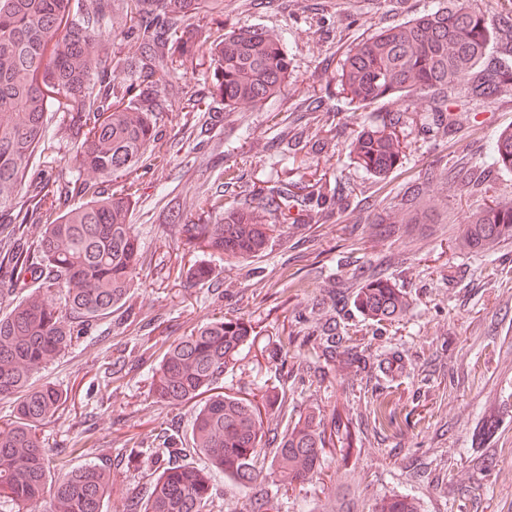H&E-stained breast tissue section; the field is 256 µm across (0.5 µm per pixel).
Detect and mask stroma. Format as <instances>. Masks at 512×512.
<instances>
[{
	"mask_svg": "<svg viewBox=\"0 0 512 512\" xmlns=\"http://www.w3.org/2000/svg\"><path fill=\"white\" fill-rule=\"evenodd\" d=\"M436 0H234L232 20L280 34L293 51V79L284 98L247 107L232 117L216 114L201 131L184 135L167 119L171 146L164 161L148 168L132 222L146 275L134 291L140 323L154 327L156 346L142 350L137 325L120 313L96 322L84 341L48 364L37 382L67 393L71 409L39 432L53 448V464H84L86 449L119 452L131 442L151 443L159 428L186 435L195 403L168 404L143 380L168 341L207 319L241 317L251 327L237 359L224 371V391L262 406L266 427L283 429L312 415L346 428L327 448L319 480L279 493V512H374L383 498L406 495L421 512H512V236L483 250L467 248L469 223L485 204L512 201V171L491 170L477 183L449 177L458 162L483 167L487 145L512 127V89L493 100L459 98L447 138L420 131V115L392 100L359 108L333 95L325 105L336 132L325 153L298 162L299 174L325 172L368 197L370 209L311 214L269 244L261 258L229 262L209 258L214 281L190 276L164 279L176 264L177 227L168 203L182 213L200 204L198 182L218 184L224 169L246 150L255 177L280 167L263 142L271 115L319 94L336 74L340 57L388 22L423 13ZM404 110L399 127L408 149L401 164L373 181L351 164L354 131L386 112ZM79 136L49 133L44 151L29 164L34 180L73 183L84 178L71 158ZM421 183L417 224L398 206L404 189ZM388 214L396 234H380L375 213ZM381 272L406 294L398 322L376 323L355 308L356 277ZM274 288H267V281ZM344 296L342 310L332 300ZM340 315L357 332L368 363L400 356L393 380L370 375L356 363H324L302 339L318 319ZM492 436L474 440L482 426Z\"/></svg>",
	"mask_w": 512,
	"mask_h": 512,
	"instance_id": "obj_1",
	"label": "stroma"
}]
</instances>
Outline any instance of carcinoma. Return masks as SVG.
I'll return each instance as SVG.
<instances>
[{
    "label": "carcinoma",
    "mask_w": 512,
    "mask_h": 512,
    "mask_svg": "<svg viewBox=\"0 0 512 512\" xmlns=\"http://www.w3.org/2000/svg\"><path fill=\"white\" fill-rule=\"evenodd\" d=\"M224 0H0V213L18 204L27 212L0 238V263L13 261L14 287L21 299L0 314V399L13 402L12 418L0 423V504L10 512H103L112 490V470L96 463L55 468L39 426L59 418L68 396L55 385L35 383V375L81 343L92 323L120 309L133 314L132 296L140 280L142 254L131 214L143 183L139 167L166 156L159 137V114L172 111L164 91L169 77L185 68L196 51H208L214 94L224 118L244 104L260 106L283 95L291 76L292 54L282 38L252 26L223 22ZM124 35L136 49L117 51ZM496 51H491V47ZM512 88V0L494 14L475 12L468 0H450L422 15L388 23L350 48L336 76L337 93L360 107L417 98L427 103L422 129L448 136L455 122L452 94L490 101ZM202 98L183 96L177 118L188 132L200 121ZM78 122L82 142L76 167L94 181L77 187L61 181H33L31 157L45 143L52 115ZM302 117L273 116L281 174L257 183L241 160L224 169V193L195 187L204 206L173 216L183 255L197 281L211 270L197 261L206 254L227 260L261 256L271 240L303 224L311 212L358 207L351 187L331 188L322 178L290 174L300 156L320 155L328 138L311 131ZM402 113L387 112L357 131L349 158L382 179L397 165L403 146L396 129ZM492 164L512 170V129L497 133L488 147ZM121 179L117 191L104 183ZM79 191L89 200L65 207ZM61 211L38 230L39 260L21 259L28 217ZM512 235V202L482 207L470 222L468 245L480 249ZM45 288L27 289V280ZM62 293L58 302L54 289ZM358 307L376 321L399 318L403 294L381 275L358 289ZM250 335L240 317H215L168 344L147 378L158 398L180 405L204 396L187 447L179 448L165 430L158 445H134L117 454V464H148L151 480L127 512H213L224 510L212 476L222 473L247 492L243 512H278L277 499L256 489L263 468L266 432L252 401L222 392L224 370ZM303 343L326 362L366 363L352 336L336 320L319 322ZM336 424L321 426L299 417L273 435L271 475L289 489L313 480ZM375 512H419L404 495L380 501Z\"/></svg>",
    "instance_id": "obj_1"
}]
</instances>
